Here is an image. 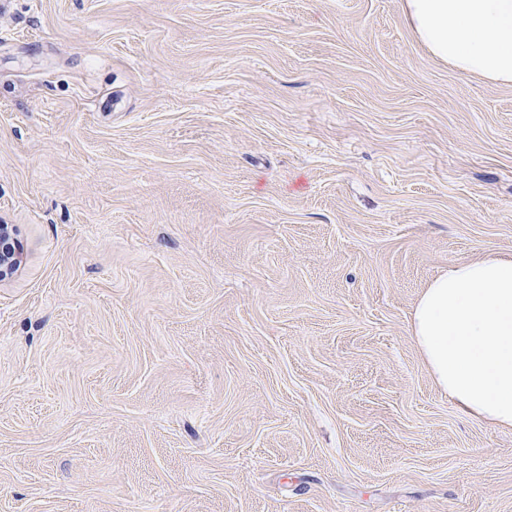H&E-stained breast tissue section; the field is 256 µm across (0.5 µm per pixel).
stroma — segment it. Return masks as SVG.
<instances>
[{"label": "stroma", "instance_id": "stroma-1", "mask_svg": "<svg viewBox=\"0 0 512 512\" xmlns=\"http://www.w3.org/2000/svg\"><path fill=\"white\" fill-rule=\"evenodd\" d=\"M0 512H512L410 334L512 255V84L403 0H0ZM14 225L0 224V280L14 274L22 264V255L15 246Z\"/></svg>", "mask_w": 512, "mask_h": 512}]
</instances>
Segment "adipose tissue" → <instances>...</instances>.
<instances>
[{"label":"adipose tissue","instance_id":"1","mask_svg":"<svg viewBox=\"0 0 512 512\" xmlns=\"http://www.w3.org/2000/svg\"><path fill=\"white\" fill-rule=\"evenodd\" d=\"M430 56L462 75L512 83V0H403ZM415 344L437 387L466 415L512 431V255L463 262L421 292Z\"/></svg>","mask_w":512,"mask_h":512}]
</instances>
